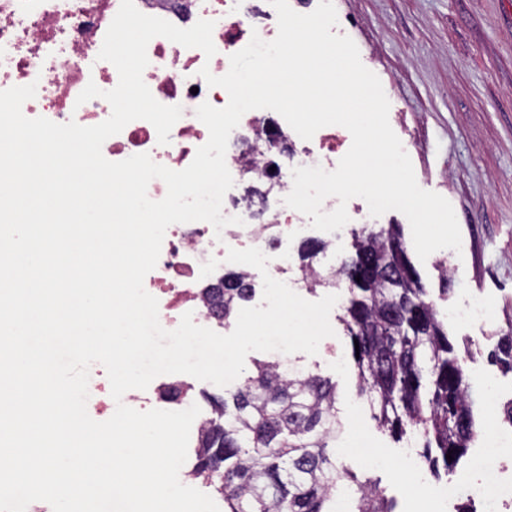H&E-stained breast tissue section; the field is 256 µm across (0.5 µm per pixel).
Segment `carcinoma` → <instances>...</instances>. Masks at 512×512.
I'll return each mask as SVG.
<instances>
[{"mask_svg": "<svg viewBox=\"0 0 512 512\" xmlns=\"http://www.w3.org/2000/svg\"><path fill=\"white\" fill-rule=\"evenodd\" d=\"M326 248L306 240L300 270L309 287L346 288L340 321L357 367V395L366 399L378 424L401 440L415 433L434 471L452 472L467 455L475 432L466 360L449 340L408 254L399 224L365 225L354 234V254L327 280L313 259ZM371 261L379 276L358 282L354 272ZM230 287L211 291L224 302V319L251 299L246 275L224 273ZM491 358L512 370V324L498 337ZM203 423L195 472L224 499L227 512H336V494L351 493V512H396L385 489L338 464L336 386L304 373L283 375L273 362L221 399ZM452 459H447L446 455Z\"/></svg>", "mask_w": 512, "mask_h": 512, "instance_id": "1", "label": "carcinoma"}]
</instances>
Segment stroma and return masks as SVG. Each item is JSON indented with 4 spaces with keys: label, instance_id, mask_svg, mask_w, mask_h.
<instances>
[{
    "label": "stroma",
    "instance_id": "35a3bbf8",
    "mask_svg": "<svg viewBox=\"0 0 512 512\" xmlns=\"http://www.w3.org/2000/svg\"><path fill=\"white\" fill-rule=\"evenodd\" d=\"M363 65L375 73L390 102L392 129L414 143L410 156L423 189L452 205L466 249L459 272L442 293L443 251L416 263L438 309L474 296L491 299L496 320L488 332L447 320L456 347H469L478 368L473 393L493 381L512 399V371L493 362L500 330L512 323V0H335ZM316 355L294 353L305 372L336 385L344 435L375 447L385 465L348 467L381 481L399 512H412L413 489L403 479L404 443L378 428L368 403L356 397V370L340 322ZM341 365H334L333 353Z\"/></svg>",
    "mask_w": 512,
    "mask_h": 512
}]
</instances>
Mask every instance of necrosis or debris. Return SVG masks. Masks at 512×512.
Returning <instances> with one entry per match:
<instances>
[{
	"instance_id": "1",
	"label": "necrosis or debris",
	"mask_w": 512,
	"mask_h": 512,
	"mask_svg": "<svg viewBox=\"0 0 512 512\" xmlns=\"http://www.w3.org/2000/svg\"><path fill=\"white\" fill-rule=\"evenodd\" d=\"M134 3L143 14L181 28L201 19L214 23L217 52L213 57L161 36L147 46L145 84L158 102L182 108L169 144H159L152 124L139 119L102 145L107 160L118 162L146 153L155 163L180 171L190 165L209 137L207 127L196 116L197 108L205 102L222 108L229 101L225 89L207 85L201 68L224 75L230 55L244 48L252 35L273 40L278 33L277 12L269 0L258 6L253 0ZM120 4L121 0H0V90L36 84L35 97L22 105L28 118L44 117L59 124L73 120L83 126L105 121L111 114L105 99L81 104L77 97L88 83L108 91L119 81L116 68L98 54ZM276 126L295 146L286 169L268 168L265 125L257 111L246 112L229 137L226 164L234 185L224 196L222 210L224 216L240 217V224L226 226L219 233L205 221L167 228L158 263L144 279L145 290L158 301L159 322L164 329L177 328L188 312L197 325L223 328V320L212 313L205 293L228 269L229 249L259 248L269 258V274L280 281L290 266V242L313 237L315 230L305 215L283 202L293 186L292 170L299 166L334 170L346 153L347 137L326 126L306 141L285 119H278ZM190 388L187 375H166L148 391L135 395V408L147 411L184 403ZM465 493L470 495L475 512H503L512 505V478L470 487L459 481L446 482L427 494L429 512H447L449 504Z\"/></svg>"
}]
</instances>
